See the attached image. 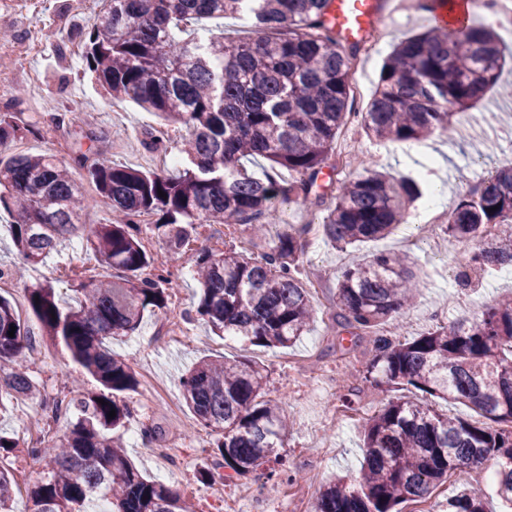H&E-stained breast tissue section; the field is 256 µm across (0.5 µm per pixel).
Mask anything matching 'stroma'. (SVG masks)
Listing matches in <instances>:
<instances>
[{"label":"stroma","instance_id":"35a3bbf8","mask_svg":"<svg viewBox=\"0 0 512 512\" xmlns=\"http://www.w3.org/2000/svg\"><path fill=\"white\" fill-rule=\"evenodd\" d=\"M56 3L0 0V29L17 34L16 39L0 40V113H16L31 129L10 145V153H47L70 167L89 201L81 214L82 223L103 224L111 216L110 208L88 179L86 169L76 165V155L83 152L93 161L109 160L158 172L180 162L182 133L173 128L168 138L152 141L150 133L158 127V118L132 101L112 99L94 82L80 47L63 36L71 27L90 26L93 15L72 8L59 19L55 16ZM382 4V18L390 29L387 41L351 65L353 82L359 83L368 97L376 88L392 43L430 25L427 13L416 7L399 8L398 0H382ZM456 121L452 138L434 135L419 142L378 139L353 122L341 126L332 153L333 159L346 162L339 171V181L358 175V168L350 164L356 157L372 162L375 170L401 178L416 173L422 159L433 155L437 166L432 180L442 185V208L452 210L459 197L491 172L512 167V97L488 91L473 109L458 113ZM337 189V183L322 175L314 196L277 201L276 220L261 235L248 224L230 231L217 224L201 229L202 235L258 256L270 251L288 229L310 225V232L299 240L298 263L315 313L300 343L282 349L253 346L214 336L200 320L183 325L181 338L173 339L159 329L167 310L145 314L137 331L111 343L113 352L127 358L135 371L149 370L167 396L166 402L153 403L145 399L143 387L127 393V401L140 407L139 417L121 431L129 457L143 474L177 488L194 503L197 512H213L216 505L209 484L197 479L199 470L213 464L206 451L211 437L184 405L179 378L201 357L212 354L249 359L267 368L268 394L282 401L293 420L286 450L301 475L300 482L291 486L261 478L238 481L224 493L223 512H269L274 503L282 504L285 512H310L322 484L333 475H348L358 469L363 458L361 430L384 398L381 391L368 385L356 397L354 409L345 408L336 398L345 375L364 369L375 355L373 333L346 334L334 319L339 272L378 253L407 254L409 268L423 287L401 325L389 322L381 330L409 338L439 324L477 321L486 309L512 295V270L506 268L486 273L472 285H461L458 274L466 260L460 248L449 241L444 227H436L430 234L415 221L426 204L422 198L408 204L404 224L388 237L357 247L336 246L323 235L319 224L327 201ZM170 271L167 309L196 307L199 284L191 269L179 262L172 264ZM98 272L86 252L85 239L74 237L60 244L43 263L28 269L24 281L0 290V295L11 300L35 331L39 324L26 299L27 286L50 281L66 301L72 278ZM30 359L37 381L45 383L48 391L64 390L70 367L59 349L38 339ZM146 425L158 428L159 442L170 450L166 458L133 444V431Z\"/></svg>","mask_w":512,"mask_h":512}]
</instances>
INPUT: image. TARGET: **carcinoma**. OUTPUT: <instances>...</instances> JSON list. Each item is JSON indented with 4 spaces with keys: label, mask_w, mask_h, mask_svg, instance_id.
Returning <instances> with one entry per match:
<instances>
[{
    "label": "carcinoma",
    "mask_w": 512,
    "mask_h": 512,
    "mask_svg": "<svg viewBox=\"0 0 512 512\" xmlns=\"http://www.w3.org/2000/svg\"><path fill=\"white\" fill-rule=\"evenodd\" d=\"M331 0H100L91 29L64 37L81 44L90 73L114 99L130 100L187 129L185 165L143 172L110 161L87 168L119 219L88 229V205L67 167L49 154L0 157V211L20 265L34 266L63 240L86 237L99 266L119 278L78 279L73 303L62 307L51 283L26 289L42 336L68 352L74 365L69 395L48 392L29 373L22 353L30 331L0 296V400H28L42 421L24 449L43 476L28 491L24 512H87L104 498L111 512H195L179 491L144 476L118 431L135 409L124 393L136 372L112 353L110 339L128 336L144 314L168 306L169 268L155 264L139 238L138 220L154 215L171 260L191 264L202 293L196 308L218 336L266 348H289L309 329L313 305L300 279L297 233L286 232L258 258L232 247L197 248L198 225L275 220L274 204L299 190L309 196L328 165L339 128L361 117L379 138L407 142L451 136L455 114L494 89L512 61L496 34L482 26L432 24L396 43L384 61L367 111H351V61L356 46L342 43L326 15ZM246 17L251 35L231 41L203 35V19ZM26 127L0 114V152ZM262 157L299 175L293 184L247 173L243 160ZM365 174L342 182L322 221L338 246L386 237L404 223L417 185L397 181L361 162ZM165 192L167 198L159 197ZM512 221V167L497 171L463 195L446 232L467 253L463 283L472 275L512 265V232L488 238V224ZM421 283L408 255L378 254L344 268L337 279L336 316L366 330L403 318ZM14 336H9L10 327ZM375 356L347 376L339 401L351 407L359 385L389 393L364 426V457L353 475L324 485L311 512H402L448 481V473L496 466L493 491L512 502V298L480 322L453 323L411 339L374 337ZM90 376L100 392L81 385ZM266 369L248 360L202 358L180 379L182 396L200 424L215 434L209 455L224 478L264 476L292 484L284 454L288 416L266 397ZM414 389L422 399L392 395ZM453 399L480 419L441 414L427 398ZM104 403H99V400ZM115 417H108L110 411ZM65 414L59 436L52 422ZM13 476L0 468V512L13 510ZM480 484L466 485L435 512H486Z\"/></svg>",
    "instance_id": "1"
}]
</instances>
